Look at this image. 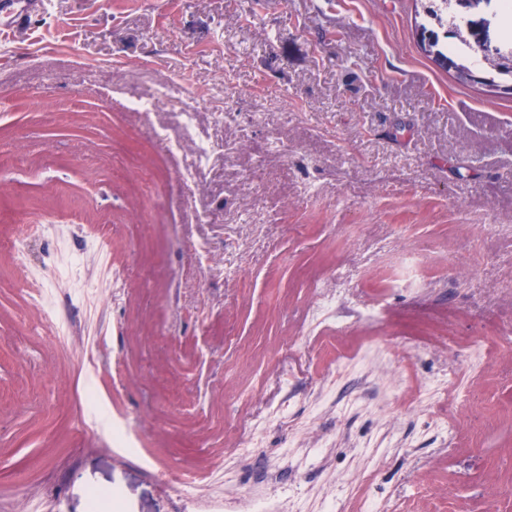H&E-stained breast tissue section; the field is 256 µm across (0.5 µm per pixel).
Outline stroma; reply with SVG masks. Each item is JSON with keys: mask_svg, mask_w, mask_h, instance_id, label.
<instances>
[{"mask_svg": "<svg viewBox=\"0 0 512 512\" xmlns=\"http://www.w3.org/2000/svg\"><path fill=\"white\" fill-rule=\"evenodd\" d=\"M45 2L0 30V512H512V94L420 0ZM45 224H23L13 231L11 246L20 263L27 260L28 248L35 236L45 230Z\"/></svg>", "mask_w": 512, "mask_h": 512, "instance_id": "1", "label": "stroma"}]
</instances>
